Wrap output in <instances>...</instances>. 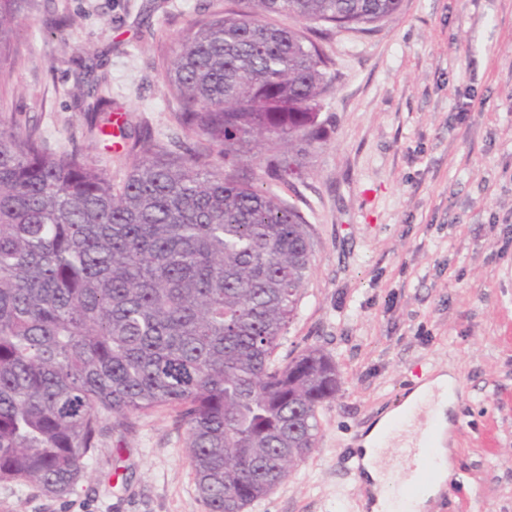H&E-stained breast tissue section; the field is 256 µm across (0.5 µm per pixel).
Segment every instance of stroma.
I'll list each match as a JSON object with an SVG mask.
<instances>
[{
	"instance_id": "35a3bbf8",
	"label": "stroma",
	"mask_w": 512,
	"mask_h": 512,
	"mask_svg": "<svg viewBox=\"0 0 512 512\" xmlns=\"http://www.w3.org/2000/svg\"><path fill=\"white\" fill-rule=\"evenodd\" d=\"M224 0H54L11 45L0 110L37 123L48 150L80 145L113 182L117 159L87 132L94 73L125 108L129 132L180 133L162 63L182 30ZM71 20L67 43L51 17ZM333 64L319 120L325 139L302 179L259 187L310 226L311 267L278 359L313 347L340 375L318 411L313 450L246 512H368L349 458L362 432L416 380L452 370L454 474L428 512H512V0H402L368 34L323 44ZM166 408L108 432L63 499L0 484V512H206Z\"/></svg>"
}]
</instances>
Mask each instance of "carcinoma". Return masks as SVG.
Returning <instances> with one entry per match:
<instances>
[{
    "label": "carcinoma",
    "mask_w": 512,
    "mask_h": 512,
    "mask_svg": "<svg viewBox=\"0 0 512 512\" xmlns=\"http://www.w3.org/2000/svg\"><path fill=\"white\" fill-rule=\"evenodd\" d=\"M402 0H227L186 28L163 65L181 102L179 153L112 127L90 85L94 142H124L123 181L81 148L50 152L38 125L0 113V484L69 495L108 430L170 407L186 428L207 512H245L315 447L336 364L275 359L310 269L294 206L255 186L303 173L323 141L328 58L289 15L368 32ZM32 0H0V86ZM203 138L215 152L196 150Z\"/></svg>",
    "instance_id": "obj_1"
}]
</instances>
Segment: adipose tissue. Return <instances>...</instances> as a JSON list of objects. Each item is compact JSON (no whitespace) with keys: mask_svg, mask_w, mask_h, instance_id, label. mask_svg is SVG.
I'll return each mask as SVG.
<instances>
[{"mask_svg":"<svg viewBox=\"0 0 512 512\" xmlns=\"http://www.w3.org/2000/svg\"><path fill=\"white\" fill-rule=\"evenodd\" d=\"M456 391L455 377L439 373L409 392L400 407L381 418L359 439L357 454L365 468V480L374 492L369 504L371 512H424L429 500L439 495L452 473L444 443L448 412L457 404ZM412 440L432 444L434 476L415 497L402 503L390 490L381 451Z\"/></svg>","mask_w":512,"mask_h":512,"instance_id":"obj_1","label":"adipose tissue"}]
</instances>
